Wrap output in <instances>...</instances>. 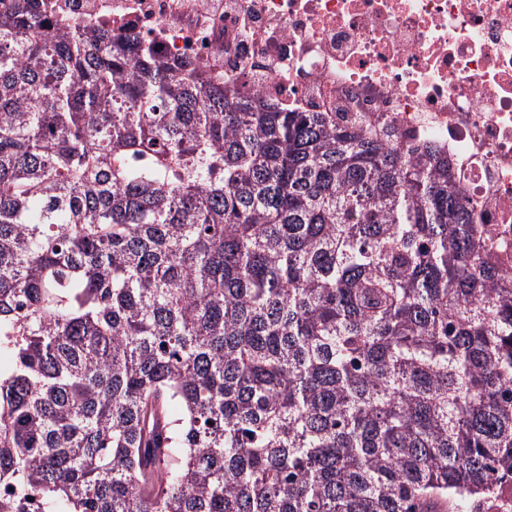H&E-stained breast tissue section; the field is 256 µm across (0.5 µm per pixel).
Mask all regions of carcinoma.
I'll return each instance as SVG.
<instances>
[{
	"label": "carcinoma",
	"instance_id": "obj_1",
	"mask_svg": "<svg viewBox=\"0 0 512 512\" xmlns=\"http://www.w3.org/2000/svg\"><path fill=\"white\" fill-rule=\"evenodd\" d=\"M461 173L0 8V512H457L512 487V274Z\"/></svg>",
	"mask_w": 512,
	"mask_h": 512
}]
</instances>
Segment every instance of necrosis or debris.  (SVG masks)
<instances>
[{"label":"necrosis or debris","mask_w":512,"mask_h":512,"mask_svg":"<svg viewBox=\"0 0 512 512\" xmlns=\"http://www.w3.org/2000/svg\"><path fill=\"white\" fill-rule=\"evenodd\" d=\"M49 0L282 112L382 122L435 147L495 225L512 273V0Z\"/></svg>","instance_id":"4bbe7bcc"}]
</instances>
